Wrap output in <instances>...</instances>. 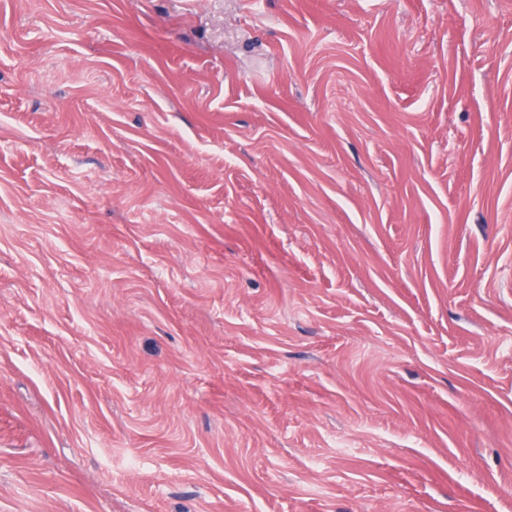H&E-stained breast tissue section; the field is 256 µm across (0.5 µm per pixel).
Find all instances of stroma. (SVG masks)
<instances>
[{
  "label": "stroma",
  "mask_w": 512,
  "mask_h": 512,
  "mask_svg": "<svg viewBox=\"0 0 512 512\" xmlns=\"http://www.w3.org/2000/svg\"><path fill=\"white\" fill-rule=\"evenodd\" d=\"M0 512H512V0H0Z\"/></svg>",
  "instance_id": "1"
}]
</instances>
